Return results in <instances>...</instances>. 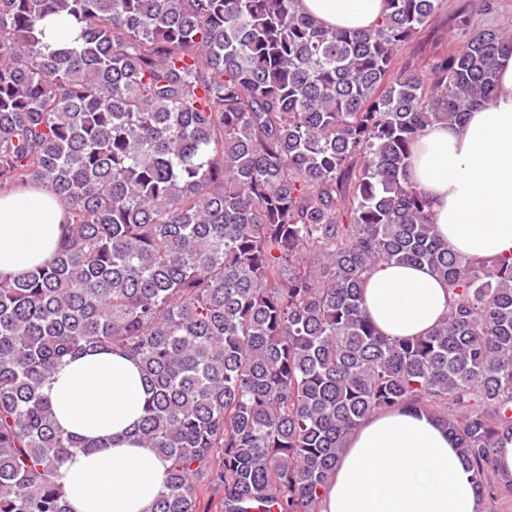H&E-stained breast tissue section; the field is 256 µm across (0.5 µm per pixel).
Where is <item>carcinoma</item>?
<instances>
[{
  "mask_svg": "<svg viewBox=\"0 0 512 512\" xmlns=\"http://www.w3.org/2000/svg\"><path fill=\"white\" fill-rule=\"evenodd\" d=\"M326 29L298 0H0V190L68 204L53 258L0 276V512H69L62 469L98 447L44 387L98 349L139 363L136 430L169 462L148 512H318L348 436L420 407L482 496L512 437V256H463L409 181L434 122L492 99L512 32L455 17L457 52L394 63L438 0ZM80 32L52 47L41 22ZM381 262L448 284V316L388 338L362 290Z\"/></svg>",
  "mask_w": 512,
  "mask_h": 512,
  "instance_id": "1",
  "label": "carcinoma"
}]
</instances>
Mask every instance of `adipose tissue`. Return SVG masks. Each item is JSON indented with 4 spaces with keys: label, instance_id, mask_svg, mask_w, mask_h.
<instances>
[{
    "label": "adipose tissue",
    "instance_id": "adipose-tissue-1",
    "mask_svg": "<svg viewBox=\"0 0 512 512\" xmlns=\"http://www.w3.org/2000/svg\"><path fill=\"white\" fill-rule=\"evenodd\" d=\"M327 28L367 29L384 0H299ZM494 97L461 125L427 126L415 143L411 181L422 191L440 237L454 252L512 255V53L498 57ZM67 211L44 190L0 193V274L20 276L56 252ZM365 306L390 337L427 334L448 314L446 285L428 267L382 263L367 275ZM60 429L105 445L65 466L70 512H145L169 464L131 433L145 386L137 362L110 351L80 355L44 388ZM319 512H484V500L456 440L425 411L374 414L349 436Z\"/></svg>",
    "mask_w": 512,
    "mask_h": 512
}]
</instances>
